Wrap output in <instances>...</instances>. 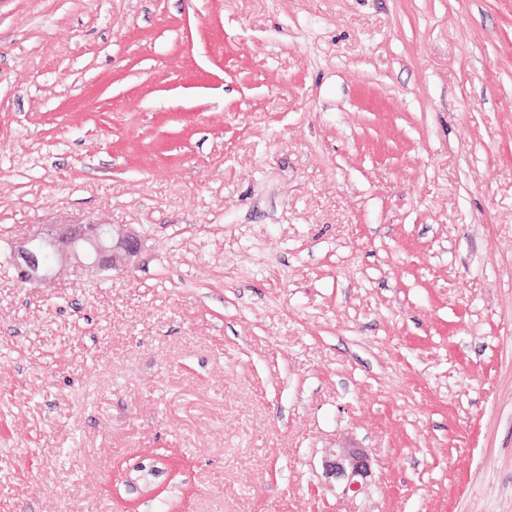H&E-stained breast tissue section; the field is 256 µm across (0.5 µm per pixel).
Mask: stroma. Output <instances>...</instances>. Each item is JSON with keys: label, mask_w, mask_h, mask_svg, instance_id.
Masks as SVG:
<instances>
[{"label": "stroma", "mask_w": 512, "mask_h": 512, "mask_svg": "<svg viewBox=\"0 0 512 512\" xmlns=\"http://www.w3.org/2000/svg\"><path fill=\"white\" fill-rule=\"evenodd\" d=\"M0 512H512V0H0ZM35 241L48 247L49 264L34 250ZM140 248L141 239L130 226L116 230L110 224H58L55 232L37 233L15 245L12 260L25 282L38 283L56 277L73 261L80 263L81 256L101 270L128 265ZM371 471V460L364 448L341 447L330 452V459L325 462L328 477L343 479L346 493L359 495L364 491V480Z\"/></svg>", "instance_id": "obj_1"}]
</instances>
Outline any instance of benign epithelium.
<instances>
[{
	"label": "benign epithelium",
	"mask_w": 512,
	"mask_h": 512,
	"mask_svg": "<svg viewBox=\"0 0 512 512\" xmlns=\"http://www.w3.org/2000/svg\"><path fill=\"white\" fill-rule=\"evenodd\" d=\"M140 248L141 239L130 226L117 230L110 224H58L51 233H37L15 245L12 256L22 278L38 283L56 277L82 257L101 270L128 265ZM370 471V456L363 448H336L325 462L326 475L344 480L345 491L354 496L364 491Z\"/></svg>",
	"instance_id": "obj_1"
}]
</instances>
